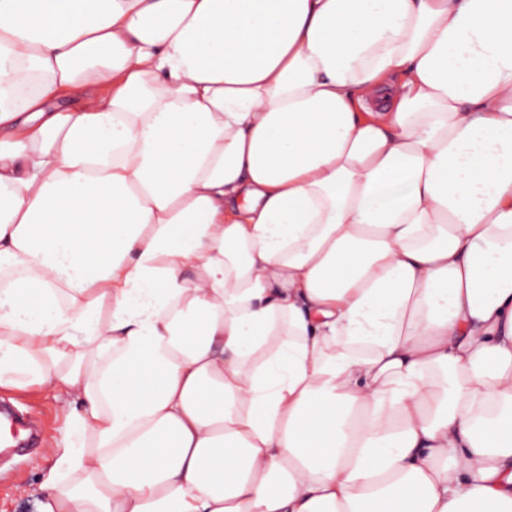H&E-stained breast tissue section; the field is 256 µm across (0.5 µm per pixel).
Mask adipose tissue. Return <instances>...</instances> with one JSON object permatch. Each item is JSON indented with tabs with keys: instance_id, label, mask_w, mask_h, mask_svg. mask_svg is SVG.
<instances>
[{
	"instance_id": "obj_1",
	"label": "adipose tissue",
	"mask_w": 512,
	"mask_h": 512,
	"mask_svg": "<svg viewBox=\"0 0 512 512\" xmlns=\"http://www.w3.org/2000/svg\"><path fill=\"white\" fill-rule=\"evenodd\" d=\"M36 512H512V0H0V386ZM56 393L49 388L25 391L0 388V405L12 407L39 429L38 441L25 455L0 452V512L36 511L47 469L36 468L33 460L44 453V442L56 434L67 413L56 400Z\"/></svg>"
}]
</instances>
